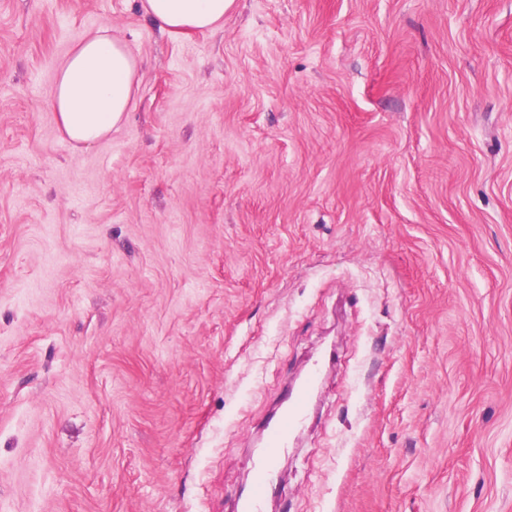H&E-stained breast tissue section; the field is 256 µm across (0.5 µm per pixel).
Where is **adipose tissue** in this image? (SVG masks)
<instances>
[{
  "label": "adipose tissue",
  "mask_w": 512,
  "mask_h": 512,
  "mask_svg": "<svg viewBox=\"0 0 512 512\" xmlns=\"http://www.w3.org/2000/svg\"><path fill=\"white\" fill-rule=\"evenodd\" d=\"M235 0H139L144 16L173 35L214 31ZM140 59L107 29L85 35L60 62L54 110L68 138L91 147L127 117Z\"/></svg>",
  "instance_id": "1"
}]
</instances>
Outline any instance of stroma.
<instances>
[{
	"instance_id": "obj_1",
	"label": "stroma",
	"mask_w": 512,
	"mask_h": 512,
	"mask_svg": "<svg viewBox=\"0 0 512 512\" xmlns=\"http://www.w3.org/2000/svg\"><path fill=\"white\" fill-rule=\"evenodd\" d=\"M144 61L81 148L56 70ZM512 512V0H0V512ZM144 16L171 35L214 31L224 26V13L235 0H138ZM140 63L106 28L78 40L58 66L54 96L58 123L72 142L91 147L126 119ZM319 368L316 365L301 384L291 386L280 411L268 423L264 447L251 465V477L236 493V512H262L263 504L275 487L278 457L290 447L293 434L309 410Z\"/></svg>"
}]
</instances>
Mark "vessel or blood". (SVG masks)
<instances>
[{
    "label": "vessel or blood",
    "instance_id": "obj_1",
    "mask_svg": "<svg viewBox=\"0 0 512 512\" xmlns=\"http://www.w3.org/2000/svg\"><path fill=\"white\" fill-rule=\"evenodd\" d=\"M318 375V370H311L303 382L293 384L280 411L268 423L264 446L251 465V477L236 494V512H262L275 487L277 460L307 415Z\"/></svg>",
    "mask_w": 512,
    "mask_h": 512
}]
</instances>
